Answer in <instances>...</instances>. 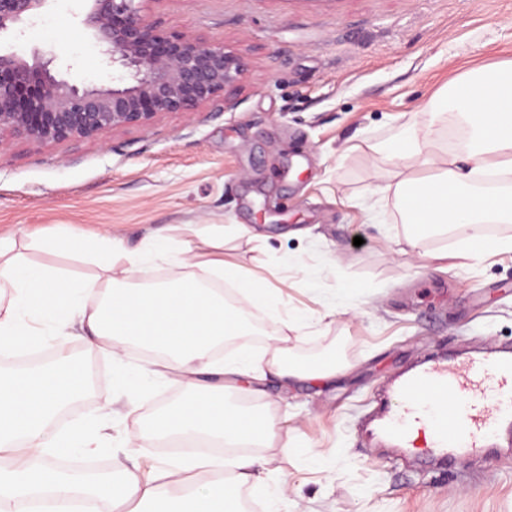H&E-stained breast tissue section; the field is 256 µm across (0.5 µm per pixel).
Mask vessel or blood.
Segmentation results:
<instances>
[{"mask_svg": "<svg viewBox=\"0 0 512 512\" xmlns=\"http://www.w3.org/2000/svg\"><path fill=\"white\" fill-rule=\"evenodd\" d=\"M387 447L410 448L428 437L426 456L449 468L478 454L512 446V353L491 350L463 359L436 358L415 366L388 387L366 414Z\"/></svg>", "mask_w": 512, "mask_h": 512, "instance_id": "1", "label": "vessel or blood"}]
</instances>
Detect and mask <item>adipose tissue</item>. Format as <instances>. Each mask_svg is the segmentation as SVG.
Segmentation results:
<instances>
[{"label": "adipose tissue", "mask_w": 512, "mask_h": 512, "mask_svg": "<svg viewBox=\"0 0 512 512\" xmlns=\"http://www.w3.org/2000/svg\"><path fill=\"white\" fill-rule=\"evenodd\" d=\"M450 112L458 113L468 129L470 163L465 167L439 150L437 126ZM397 143L407 163L396 172L392 190L411 250H419L428 236L447 235L452 227L512 223V60L471 76L464 89L446 92L422 125L401 128ZM481 175L499 178L501 187L478 190L474 180ZM246 232L241 224H206L190 228L180 239L159 232L132 248L106 230L83 243L99 269L92 281L76 279L62 266L30 263L26 248L58 253L67 249L68 234H35L25 247L0 235V349L29 346L35 334L31 322L37 319L63 336L72 323H80L88 349L108 352L116 361L129 342L162 350L165 357L152 378L181 384L185 396L154 415L146 429L130 433L128 444L191 434L229 448L276 446L294 453L296 445L270 415L244 410L232 396L261 394L271 377L286 387L329 381L337 366L326 361L305 367L291 359L288 334L300 330L298 315L283 319L265 359L246 351L223 361L213 358L224 339L246 335L252 318L278 307V289L224 260L228 236ZM158 261L189 268L191 274L173 285L137 286L144 266ZM215 275L233 284L235 302L209 287ZM88 294L95 295L94 304L85 303ZM86 385L83 364L71 357L34 371L0 369V449L20 447L26 453L19 466L0 468V510L46 493L51 512H75L81 484L62 474L54 460L63 448L95 453L102 435L80 427L60 430L53 418ZM267 465L262 457L227 461L188 454L146 478L138 470H124L100 484L95 496L110 508L120 501L136 502L137 512H238L240 489H264ZM190 478L200 492L177 494Z\"/></svg>", "instance_id": "1"}]
</instances>
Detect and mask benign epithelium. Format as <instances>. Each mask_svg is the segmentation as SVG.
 <instances>
[{"mask_svg":"<svg viewBox=\"0 0 512 512\" xmlns=\"http://www.w3.org/2000/svg\"><path fill=\"white\" fill-rule=\"evenodd\" d=\"M48 0H0V35L37 16ZM82 27L107 61L132 71L133 83L108 90L79 89L57 79L56 55L35 52L30 65L0 52V137L36 145L89 140L112 129H142L169 113H191L228 103L245 71L243 58L221 40L166 28L146 15V0H85ZM67 474L86 478L92 490L108 479L99 464Z\"/></svg>","mask_w":512,"mask_h":512,"instance_id":"benign-epithelium-1","label":"benign epithelium"}]
</instances>
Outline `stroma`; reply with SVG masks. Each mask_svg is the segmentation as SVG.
I'll return each instance as SVG.
<instances>
[{
	"instance_id": "35a3bbf8",
	"label": "stroma",
	"mask_w": 512,
	"mask_h": 512,
	"mask_svg": "<svg viewBox=\"0 0 512 512\" xmlns=\"http://www.w3.org/2000/svg\"><path fill=\"white\" fill-rule=\"evenodd\" d=\"M146 8L167 28L223 40L243 56L234 106L206 104L93 140L4 139L0 234L23 243L38 229L108 228L137 244L163 227L247 225L253 237L226 240L225 260L279 286L282 312L305 317L291 334L294 356L340 369L319 388L285 392L269 381L261 399L298 445L329 458L328 470L315 472L303 452L260 449L271 488L290 490L288 512H512V459L467 465L465 481L425 473L376 447L361 424L367 400L417 359L512 344V252L470 259L452 236L425 239L419 257L395 204L374 224L348 203L389 183L405 162L375 153V144L422 121L448 82L512 59V0H148ZM81 9L80 0H49L0 49L29 62L34 50L54 53L57 78L81 88L131 83L103 60ZM331 306L335 317H325ZM38 346L96 362L98 384L68 418L87 426L108 416L94 463L114 474L180 457L152 441L125 444L163 396L181 390L132 388L126 372L148 357L88 354L76 328Z\"/></svg>"
}]
</instances>
